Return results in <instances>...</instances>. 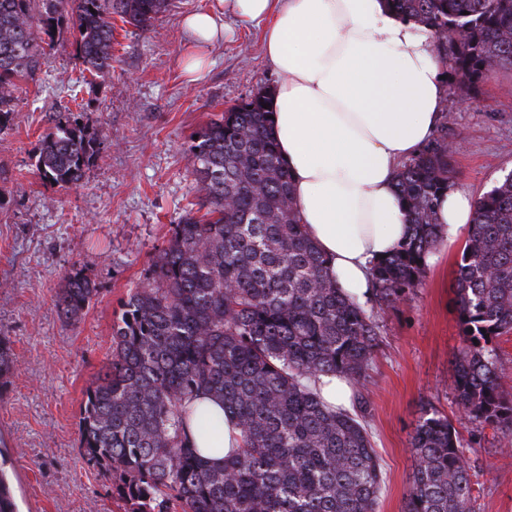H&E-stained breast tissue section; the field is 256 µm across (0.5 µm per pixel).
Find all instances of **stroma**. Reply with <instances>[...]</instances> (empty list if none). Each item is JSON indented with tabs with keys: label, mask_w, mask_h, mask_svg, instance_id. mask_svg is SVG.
<instances>
[{
	"label": "stroma",
	"mask_w": 512,
	"mask_h": 512,
	"mask_svg": "<svg viewBox=\"0 0 512 512\" xmlns=\"http://www.w3.org/2000/svg\"><path fill=\"white\" fill-rule=\"evenodd\" d=\"M208 11L233 33L213 45L185 32V16ZM73 36L57 38L41 69L19 80L15 112L0 132V333L14 367L0 380V451L20 512H130L111 482L78 452L85 387L108 362L112 321L129 288L164 247L172 224L199 193L188 147L215 115L277 76L262 29L224 12L223 0H170L152 29L112 19V68L84 74ZM206 59L199 73L189 58ZM77 118L99 153L80 184L63 190L36 171L41 137ZM456 188L479 196L512 172V69L496 70L461 108L446 112ZM469 235L443 240L413 294L376 308L381 326L368 370L370 404L362 417L380 458L377 512H403L414 458L409 440L425 408L448 415L470 450L475 512H512V449L501 431L468 422L452 390L461 345L455 271ZM100 292L75 322L56 294L71 270Z\"/></svg>",
	"instance_id": "obj_1"
}]
</instances>
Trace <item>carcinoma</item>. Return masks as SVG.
<instances>
[{
	"mask_svg": "<svg viewBox=\"0 0 512 512\" xmlns=\"http://www.w3.org/2000/svg\"><path fill=\"white\" fill-rule=\"evenodd\" d=\"M435 36L449 86L468 91L512 67V0H387ZM167 0H0V130L17 81L43 65L56 34L72 32L84 70L112 62V16L142 30ZM270 87L210 121L189 146L202 196L128 290L112 322V358L87 386L79 453L112 477L131 512H376L382 476L359 415L329 403L321 376L368 405L367 370L380 334L372 302L392 305L419 287L442 241L440 198L453 182L448 138L404 161L396 189L409 235L371 268V296L348 294L296 219L291 177L272 137ZM98 152L77 121L41 139L36 169L61 188L78 185ZM99 288L80 271L56 296L61 317L84 315ZM462 343L454 358L458 411L512 437V387L502 382L498 341L512 334V173L476 200L456 271ZM14 361L0 335V375ZM235 419L240 446L211 466L198 447ZM415 460L404 512H473L458 430L429 408L410 440ZM0 470V512H16Z\"/></svg>",
	"mask_w": 512,
	"mask_h": 512,
	"instance_id": "obj_1",
	"label": "carcinoma"
}]
</instances>
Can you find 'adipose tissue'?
<instances>
[{"label": "adipose tissue", "mask_w": 512, "mask_h": 512, "mask_svg": "<svg viewBox=\"0 0 512 512\" xmlns=\"http://www.w3.org/2000/svg\"><path fill=\"white\" fill-rule=\"evenodd\" d=\"M263 28L273 88V137L297 215L330 273L362 298L372 262L409 232L395 187L401 162L424 146L445 106L435 42L385 0H224ZM475 202L449 189L446 235L472 223Z\"/></svg>", "instance_id": "adipose-tissue-1"}]
</instances>
